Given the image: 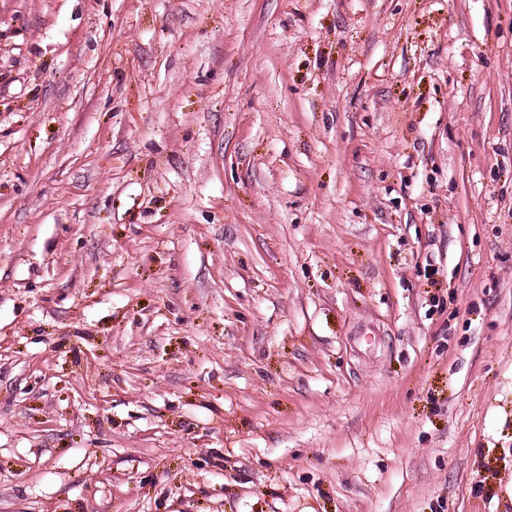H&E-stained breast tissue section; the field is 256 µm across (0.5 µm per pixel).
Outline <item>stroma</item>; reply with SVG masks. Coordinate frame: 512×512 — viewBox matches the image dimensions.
<instances>
[{
  "instance_id": "obj_1",
  "label": "stroma",
  "mask_w": 512,
  "mask_h": 512,
  "mask_svg": "<svg viewBox=\"0 0 512 512\" xmlns=\"http://www.w3.org/2000/svg\"><path fill=\"white\" fill-rule=\"evenodd\" d=\"M0 512H512V0H0Z\"/></svg>"
}]
</instances>
